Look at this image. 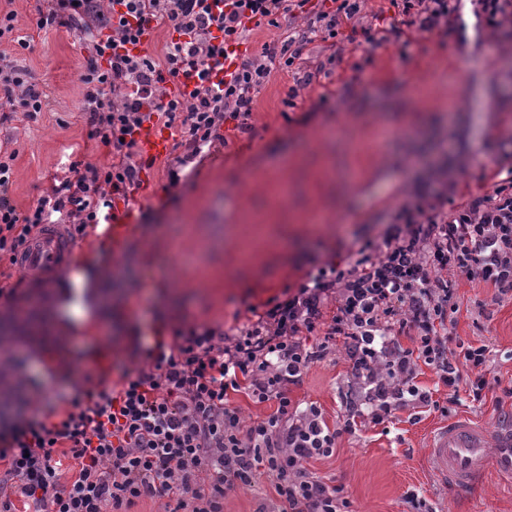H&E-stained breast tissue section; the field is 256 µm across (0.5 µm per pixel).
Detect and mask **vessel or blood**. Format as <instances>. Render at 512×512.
<instances>
[{
	"instance_id": "obj_1",
	"label": "vessel or blood",
	"mask_w": 512,
	"mask_h": 512,
	"mask_svg": "<svg viewBox=\"0 0 512 512\" xmlns=\"http://www.w3.org/2000/svg\"><path fill=\"white\" fill-rule=\"evenodd\" d=\"M171 136L165 127L147 123L137 134L140 153L146 158L164 156L170 149ZM81 248L63 225L47 224L30 242L18 263L29 275L48 278L59 268L71 275L80 272ZM113 352L107 337L93 343L81 361L75 362L76 377L107 384L112 380ZM489 437L485 428L461 418L442 426L434 434L428 450V464L434 479L459 489L469 488L488 472L512 480V424L504 425L495 439V453H488Z\"/></svg>"
}]
</instances>
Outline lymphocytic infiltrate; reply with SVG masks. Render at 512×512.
<instances>
[{
  "instance_id": "f902f5d3",
  "label": "lymphocytic infiltrate",
  "mask_w": 512,
  "mask_h": 512,
  "mask_svg": "<svg viewBox=\"0 0 512 512\" xmlns=\"http://www.w3.org/2000/svg\"><path fill=\"white\" fill-rule=\"evenodd\" d=\"M388 34L403 44L448 28V0H390ZM360 0H39L38 29L86 35L81 112L90 138L110 147L105 165L71 162L53 176L35 207L19 212L10 195V164L0 160V256H13L53 216L77 234L108 224L152 160H135L146 113L183 130L191 154L223 142L227 120L245 129L256 94L274 65L292 66L306 39L267 43L260 56H236L247 32L295 14L314 16L338 35ZM170 28L163 58L137 46L158 26ZM239 62L225 73L224 62ZM195 80L175 97L169 79ZM0 97L12 111H43L47 95L28 71L0 56ZM463 276L490 285L492 303L512 300V183L473 197L451 212H402L383 248L346 270L319 272L287 302L259 312L235 339L217 346L216 329L189 330L176 346L156 340L143 363L112 387L83 388L43 417L0 433V512L20 495L39 512H130L142 499H168V512H223L227 491L252 486L265 468L290 512H346L341 488L309 471L332 454L337 438L359 424L379 425L401 411L433 405L417 378L435 371L448 390L482 402L490 349L448 347L447 321L459 305L451 286ZM336 310L325 317V301ZM322 337H315L317 327ZM341 341L352 388L337 425L316 405L294 409L290 387ZM273 404L243 422L229 393Z\"/></svg>"
}]
</instances>
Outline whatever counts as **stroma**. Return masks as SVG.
I'll use <instances>...</instances> for the list:
<instances>
[{
    "instance_id": "obj_1",
    "label": "stroma",
    "mask_w": 512,
    "mask_h": 512,
    "mask_svg": "<svg viewBox=\"0 0 512 512\" xmlns=\"http://www.w3.org/2000/svg\"><path fill=\"white\" fill-rule=\"evenodd\" d=\"M37 0H14L19 35L29 48L0 43L43 86L48 104L30 118L0 124V145L13 152L10 194L18 211L34 207L66 160L106 164V147L91 140L80 114L85 52L78 33L35 26ZM445 35L408 48L387 40L329 36L298 15L255 29L249 52L263 43L306 35L287 69L275 70L257 94L245 132L196 156L172 146L141 173V185L116 216L128 218L120 241L95 233L80 241L82 269L71 287L109 274L105 290L124 299L131 316L128 347L117 370L137 368L149 329L167 339L197 326L235 333L251 309L295 294L330 265L353 264L366 243L384 233L407 207L438 202L456 207L464 190L493 195L495 172L512 170V25L487 26L478 0H451ZM305 84H298V77ZM299 86L296 107L286 103ZM460 310L448 346L486 343L491 349L483 403L462 398L447 411L418 409L378 426L342 434L332 456L310 470L342 489L348 512H512V482L488 473L464 491L433 480L424 457L432 431L468 417L496 433L512 405L499 403V384L512 381V301L490 304L491 288L456 277ZM82 335L77 316L61 309L54 285L31 287L22 269L0 259V334L20 379L0 396L5 409L30 417L73 396L69 374L23 375L27 360L17 337L47 333L53 321ZM349 364L333 347L308 368L290 397L316 404L336 423L348 390ZM271 479L224 497V512H281Z\"/></svg>"
}]
</instances>
